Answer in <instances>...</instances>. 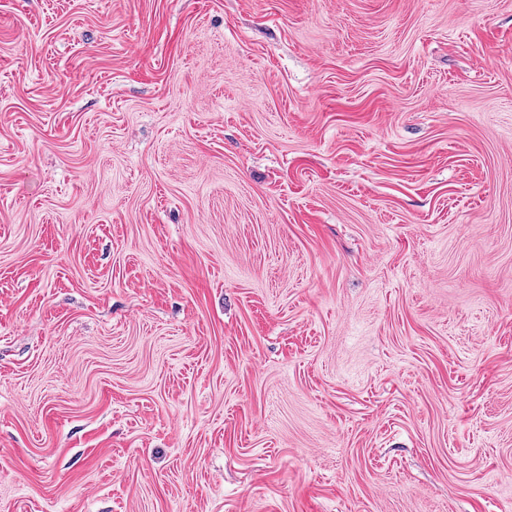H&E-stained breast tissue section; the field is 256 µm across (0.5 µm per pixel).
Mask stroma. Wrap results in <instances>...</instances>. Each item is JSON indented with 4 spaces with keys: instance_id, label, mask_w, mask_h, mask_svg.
I'll return each instance as SVG.
<instances>
[{
    "instance_id": "stroma-1",
    "label": "stroma",
    "mask_w": 512,
    "mask_h": 512,
    "mask_svg": "<svg viewBox=\"0 0 512 512\" xmlns=\"http://www.w3.org/2000/svg\"><path fill=\"white\" fill-rule=\"evenodd\" d=\"M0 512H512V0H0Z\"/></svg>"
}]
</instances>
